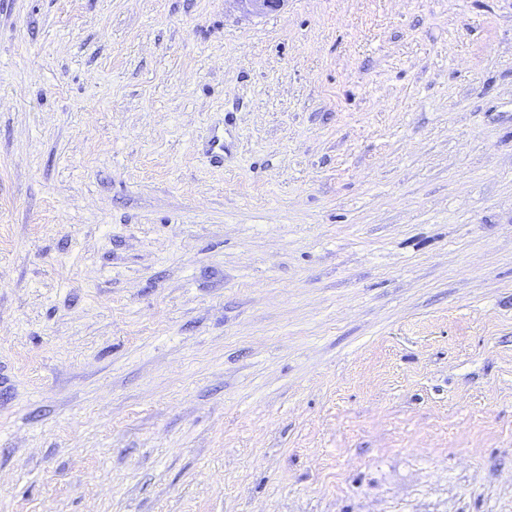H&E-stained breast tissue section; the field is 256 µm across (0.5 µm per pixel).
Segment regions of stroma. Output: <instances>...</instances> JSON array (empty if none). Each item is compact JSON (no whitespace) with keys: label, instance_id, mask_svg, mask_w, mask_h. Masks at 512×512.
<instances>
[{"label":"stroma","instance_id":"obj_1","mask_svg":"<svg viewBox=\"0 0 512 512\" xmlns=\"http://www.w3.org/2000/svg\"><path fill=\"white\" fill-rule=\"evenodd\" d=\"M0 512H512V0H0Z\"/></svg>","mask_w":512,"mask_h":512}]
</instances>
